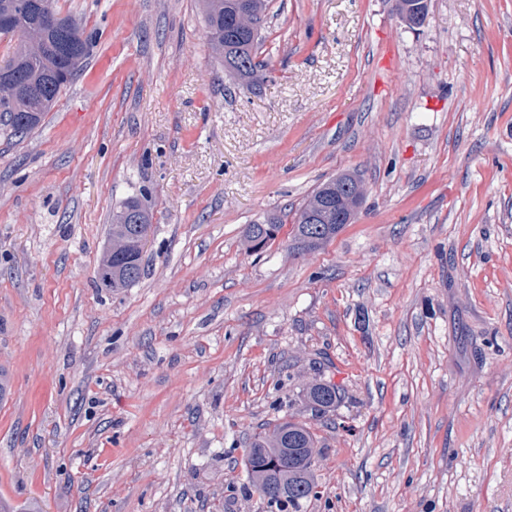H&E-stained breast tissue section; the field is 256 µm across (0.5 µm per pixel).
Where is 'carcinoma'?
<instances>
[{
	"label": "carcinoma",
	"mask_w": 512,
	"mask_h": 512,
	"mask_svg": "<svg viewBox=\"0 0 512 512\" xmlns=\"http://www.w3.org/2000/svg\"><path fill=\"white\" fill-rule=\"evenodd\" d=\"M46 10L39 14L36 0H0V20L5 34L16 39L7 66L10 72L0 81V132L21 137L37 128L69 84L80 63L89 55L91 41L79 22L62 16L55 0H44ZM207 36L213 50L224 60V67L246 78L254 73L256 48L265 21V0H201ZM354 173H342L321 183L300 210L295 222V240L304 251H312L336 237L340 226L336 214H324L312 224L307 216L320 212L324 199H336L343 210H358L363 192ZM151 223V216L136 199L126 201L112 214V240L125 242V248L112 254L111 278L98 276L104 288H127L142 274V247L133 237L137 223ZM281 221L271 217L262 224H251L246 231L254 251L274 240ZM306 397L317 413H326L344 398L331 384L315 383ZM316 435L305 422L286 421L254 438L247 454V484L243 488L258 494L265 512H299L302 502L317 496L311 471Z\"/></svg>",
	"instance_id": "cac0c4a2"
}]
</instances>
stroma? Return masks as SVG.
I'll use <instances>...</instances> for the list:
<instances>
[{"label": "stroma", "mask_w": 512, "mask_h": 512, "mask_svg": "<svg viewBox=\"0 0 512 512\" xmlns=\"http://www.w3.org/2000/svg\"><path fill=\"white\" fill-rule=\"evenodd\" d=\"M91 39L0 134V512H263L245 450L318 438L301 512H512V0H268L249 79L199 0H57ZM354 223L293 240L323 181ZM153 214L97 287L112 213ZM277 216L253 252L247 225ZM342 388L316 415L304 396ZM356 184L359 188V192L350 198L352 188H354ZM346 186H348L349 190H346ZM326 198L332 199L335 204L336 198L338 199V202L341 203V207L345 212L346 219L348 206L353 210V215L349 223L351 224L363 199V187L360 178L354 173H342L336 176V178L321 183L314 190L300 210L295 222L294 237L299 243L300 248L304 251L317 249L322 244L335 238L340 230L339 224H336V207L334 213L324 215H322L319 209ZM314 213H318L322 217L321 219H316L318 224H310L311 220L306 218L309 214ZM320 226L322 227L321 231L318 229ZM315 236H318L317 240L312 241ZM140 221V223H138ZM135 224H151V216L136 199L127 200L120 210L112 214L111 234L113 241H124L125 248L112 254V245L108 255L112 258L111 278L108 280L100 274L102 266L107 267L104 260L98 269V281L104 288H127L139 281L142 274V244L147 230L139 236V245L133 235ZM306 397L316 413L325 414L342 401L344 394L336 385L315 383L308 387Z\"/></svg>", "instance_id": "1"}]
</instances>
